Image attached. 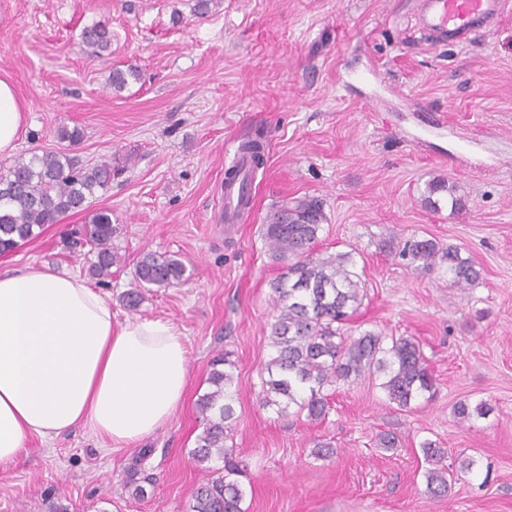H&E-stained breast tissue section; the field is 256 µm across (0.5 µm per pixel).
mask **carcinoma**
Masks as SVG:
<instances>
[{
  "label": "carcinoma",
  "mask_w": 512,
  "mask_h": 512,
  "mask_svg": "<svg viewBox=\"0 0 512 512\" xmlns=\"http://www.w3.org/2000/svg\"><path fill=\"white\" fill-rule=\"evenodd\" d=\"M82 43L90 54L102 58L112 45L107 23L94 22L81 32ZM137 71L114 68L107 85L117 94L125 90ZM241 150L253 166L264 164L265 139L261 133L241 142ZM117 170L112 161L92 166L64 152L19 156L0 163V255L8 254L35 239L49 224L72 213L88 214V222L71 232L69 248L91 246L96 260L89 271L94 276L111 274L116 255L112 251V211L91 209L97 191L112 184ZM454 186L443 179L427 184L424 205L437 208L434 196L448 192L454 205L462 199L453 196ZM327 222L324 202L304 197L282 203L267 218L264 237L272 256L283 262V272L273 283L276 315L268 339L274 355L261 378L263 403L285 413L295 406L298 412L318 420L326 416L327 398L323 389L339 381L362 376L381 379L379 388L389 402L407 408L418 397L433 393L436 382L422 353L420 343L410 336L386 338L366 331L356 338L344 334L343 325L357 311L365 296L361 275L351 252L315 257L311 252ZM400 256L425 271L446 268L448 276L465 288L479 280L480 271L455 246L441 248L433 239L405 242ZM187 279L185 264L172 255L142 253L134 273V284L124 295L127 308L135 310L143 301L144 288H169ZM208 391L200 395L197 409L202 431L192 450L195 462L203 466L214 460L223 466L209 470V477L192 496L190 512H244V491L239 481L243 473L235 449L227 446L234 416L235 362L228 353L210 361ZM492 406L479 402L472 406L460 401L454 406L459 423L490 414ZM421 450L432 468L426 472L427 492L446 496L455 482V472L443 464L445 452L435 443H421ZM151 448L134 453L126 466L130 481L146 471Z\"/></svg>",
  "instance_id": "carcinoma-1"
}]
</instances>
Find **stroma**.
<instances>
[{"label": "stroma", "instance_id": "1", "mask_svg": "<svg viewBox=\"0 0 512 512\" xmlns=\"http://www.w3.org/2000/svg\"><path fill=\"white\" fill-rule=\"evenodd\" d=\"M0 0V76L24 104L15 155L66 151L122 166L95 208L112 212L121 261L93 279L115 323L172 322L185 338L189 383L154 435L108 448L89 429L34 439L0 466V512H187L208 473L191 457L202 430L197 400L210 360L231 352L238 395L233 446L247 469L244 512H512V7L465 46L420 40L413 0ZM181 22H174V13ZM108 22L109 56H91L84 26ZM139 77L106 87L112 67ZM78 127L76 144L58 127ZM266 163L254 210L225 223L224 174L255 132ZM455 185L464 206L424 208L427 183ZM322 198L328 218L314 253L351 251L366 297L348 335L374 331L419 341L436 380L411 408L389 403L377 380L328 388L322 420L263 406L260 372L272 354L267 325L272 259L262 226L276 205ZM69 214L0 256V272L29 265L87 275L88 251L63 239L85 224ZM431 238L460 247L479 268L472 286L413 269L390 244ZM179 258L188 280L121 295L142 252ZM491 405L459 424L452 406ZM384 433L398 444L380 445ZM432 440L461 472L449 495L427 493L420 445ZM334 448L315 455L316 443ZM152 449L153 480L135 493L125 473Z\"/></svg>", "mask_w": 512, "mask_h": 512}]
</instances>
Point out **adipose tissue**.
<instances>
[{"label":"adipose tissue","mask_w":512,"mask_h":512,"mask_svg":"<svg viewBox=\"0 0 512 512\" xmlns=\"http://www.w3.org/2000/svg\"><path fill=\"white\" fill-rule=\"evenodd\" d=\"M23 106L0 78V157L12 154ZM183 338L170 322L112 321V304L76 273H0V466L29 439L83 425L119 447L173 417L187 386Z\"/></svg>","instance_id":"ef3b65f1"}]
</instances>
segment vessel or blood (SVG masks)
<instances>
[{
    "mask_svg": "<svg viewBox=\"0 0 512 512\" xmlns=\"http://www.w3.org/2000/svg\"><path fill=\"white\" fill-rule=\"evenodd\" d=\"M512 0H415L413 15L433 46L460 45L498 26Z\"/></svg>",
    "mask_w": 512,
    "mask_h": 512,
    "instance_id": "1",
    "label": "vessel or blood"
}]
</instances>
